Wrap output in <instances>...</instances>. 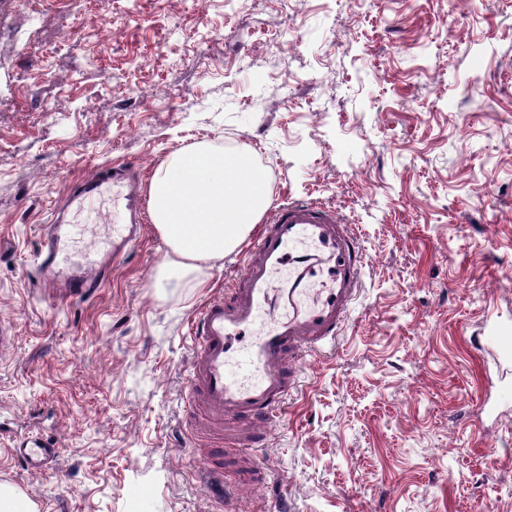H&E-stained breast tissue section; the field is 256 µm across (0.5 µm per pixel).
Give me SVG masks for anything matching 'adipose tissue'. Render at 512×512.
<instances>
[{
	"label": "adipose tissue",
	"mask_w": 512,
	"mask_h": 512,
	"mask_svg": "<svg viewBox=\"0 0 512 512\" xmlns=\"http://www.w3.org/2000/svg\"><path fill=\"white\" fill-rule=\"evenodd\" d=\"M269 204L267 176L246 153L175 152L149 186L153 222L185 268L223 257Z\"/></svg>",
	"instance_id": "obj_1"
}]
</instances>
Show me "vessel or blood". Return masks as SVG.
I'll return each instance as SVG.
<instances>
[{
	"mask_svg": "<svg viewBox=\"0 0 512 512\" xmlns=\"http://www.w3.org/2000/svg\"><path fill=\"white\" fill-rule=\"evenodd\" d=\"M107 190L122 205V234L95 266L62 264L70 214L87 197ZM142 222L135 166L117 165L82 180L61 202L42 238L38 287L68 298L99 287L138 240ZM251 251L243 287L226 289L193 322L196 346L185 399L190 408H204L210 422L224 429L242 420L258 426L274 417L295 382L288 362L301 349L335 344L362 286L358 233L319 203L277 206L260 226ZM287 264L292 267L288 281H274V272ZM12 452L34 470L50 467L57 456L55 441L39 433L18 439Z\"/></svg>",
	"mask_w": 512,
	"mask_h": 512,
	"instance_id": "vessel-or-blood-1",
	"label": "vessel or blood"
}]
</instances>
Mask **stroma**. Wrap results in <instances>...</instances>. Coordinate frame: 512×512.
Instances as JSON below:
<instances>
[{
  "label": "stroma",
  "instance_id": "obj_1",
  "mask_svg": "<svg viewBox=\"0 0 512 512\" xmlns=\"http://www.w3.org/2000/svg\"><path fill=\"white\" fill-rule=\"evenodd\" d=\"M249 151L271 202L361 234L337 347L214 455L192 320L243 273L153 222L91 295L36 287L45 225L118 163ZM112 239V198L71 218ZM512 0H0V484L38 512H512ZM53 437L28 471L15 437Z\"/></svg>",
  "mask_w": 512,
  "mask_h": 512
}]
</instances>
